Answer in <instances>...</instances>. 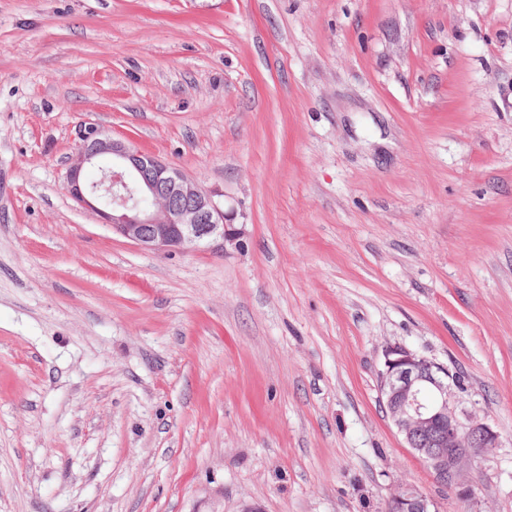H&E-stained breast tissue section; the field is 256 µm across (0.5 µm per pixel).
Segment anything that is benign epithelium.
Returning a JSON list of instances; mask_svg holds the SVG:
<instances>
[{"label":"benign epithelium","instance_id":"7a95c632","mask_svg":"<svg viewBox=\"0 0 512 512\" xmlns=\"http://www.w3.org/2000/svg\"><path fill=\"white\" fill-rule=\"evenodd\" d=\"M102 160L107 165L100 167V180L87 182L85 168ZM64 185L74 201L96 212L113 232L146 249L190 252L232 244L239 235L215 193L92 124L79 126ZM456 386L448 368L405 346L386 347L379 374L386 414L434 481L468 500L475 493V462L498 446L500 435L485 419L459 408L452 397ZM431 506L422 491L400 484L387 512H432Z\"/></svg>","mask_w":512,"mask_h":512}]
</instances>
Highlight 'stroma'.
<instances>
[{
	"label": "stroma",
	"instance_id": "obj_1",
	"mask_svg": "<svg viewBox=\"0 0 512 512\" xmlns=\"http://www.w3.org/2000/svg\"><path fill=\"white\" fill-rule=\"evenodd\" d=\"M218 195L142 249L80 124ZM400 344L500 443L462 501L378 388ZM512 512V0H0V512ZM431 506V501L422 491L409 484H400L387 502V511L432 512Z\"/></svg>",
	"mask_w": 512,
	"mask_h": 512
}]
</instances>
